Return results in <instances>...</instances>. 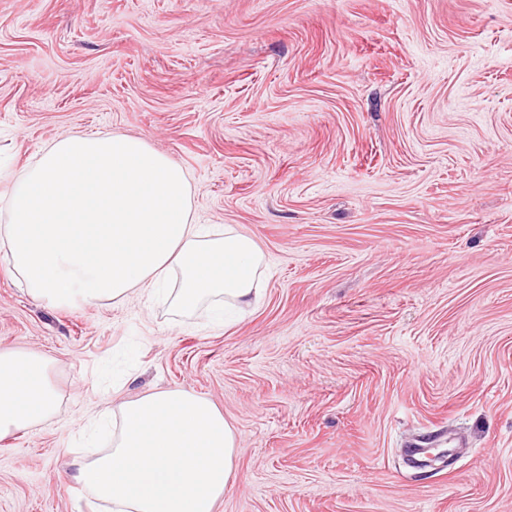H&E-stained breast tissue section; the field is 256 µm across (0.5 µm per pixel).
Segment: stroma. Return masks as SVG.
Instances as JSON below:
<instances>
[{
  "mask_svg": "<svg viewBox=\"0 0 512 512\" xmlns=\"http://www.w3.org/2000/svg\"><path fill=\"white\" fill-rule=\"evenodd\" d=\"M76 132L144 139L268 269L224 324L51 307L0 250V350L58 397L0 436V512H102L66 463L155 389L234 428L219 512H512V0H0V177ZM429 437L452 465L406 464Z\"/></svg>",
  "mask_w": 512,
  "mask_h": 512,
  "instance_id": "35a3bbf8",
  "label": "stroma"
}]
</instances>
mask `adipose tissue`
<instances>
[{
    "instance_id": "ef3b65f1",
    "label": "adipose tissue",
    "mask_w": 512,
    "mask_h": 512,
    "mask_svg": "<svg viewBox=\"0 0 512 512\" xmlns=\"http://www.w3.org/2000/svg\"><path fill=\"white\" fill-rule=\"evenodd\" d=\"M0 246L30 295L55 306L122 301L170 274L183 313L258 303L266 259L232 226L193 216L184 169L119 132L71 134L0 187ZM48 360L0 350V435L52 416ZM112 446L71 462L74 479L108 512H217L235 468L236 437L207 399L155 392L122 404Z\"/></svg>"
}]
</instances>
